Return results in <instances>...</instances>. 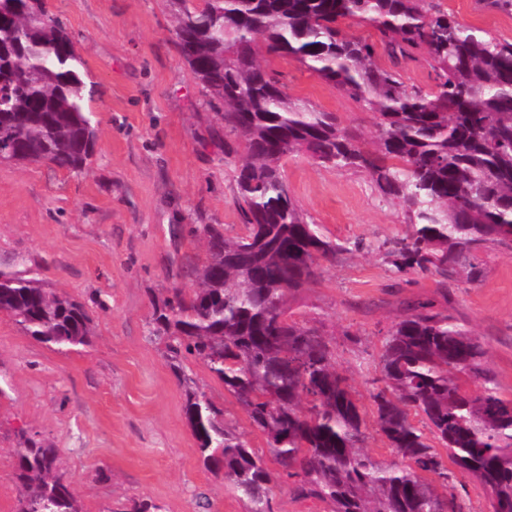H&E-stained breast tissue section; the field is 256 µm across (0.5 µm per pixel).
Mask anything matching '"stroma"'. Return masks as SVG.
Returning <instances> with one entry per match:
<instances>
[{
	"label": "stroma",
	"instance_id": "35a3bbf8",
	"mask_svg": "<svg viewBox=\"0 0 512 512\" xmlns=\"http://www.w3.org/2000/svg\"><path fill=\"white\" fill-rule=\"evenodd\" d=\"M441 3L459 21L512 40V15L482 10L476 0ZM45 5L85 63L95 152L78 176L0 162V270L31 269L44 288L85 305L96 336L61 353L0 315V512L17 508L14 452L26 436L56 448L83 512H129L136 499L159 512H249L223 473L205 467L184 414L186 389L204 393L262 456L264 437L201 360L174 369L164 342L149 334L154 302L194 286L192 266L205 247L190 227L244 234L234 169L245 144L175 49L177 0ZM267 67L291 96L336 113L353 131H372L363 103L295 60L271 58ZM282 170L308 221L352 245L300 291L290 313L331 341L363 405L371 403L388 331L416 300L486 341V367L512 399V247L485 244L473 268L446 278L397 272L381 245L410 226L366 173L302 154L285 158Z\"/></svg>",
	"mask_w": 512,
	"mask_h": 512
}]
</instances>
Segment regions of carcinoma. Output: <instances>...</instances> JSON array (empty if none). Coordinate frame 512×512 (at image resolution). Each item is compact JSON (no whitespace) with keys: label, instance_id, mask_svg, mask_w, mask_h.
<instances>
[{"label":"carcinoma","instance_id":"obj_1","mask_svg":"<svg viewBox=\"0 0 512 512\" xmlns=\"http://www.w3.org/2000/svg\"><path fill=\"white\" fill-rule=\"evenodd\" d=\"M342 20L374 34L355 37ZM175 46L209 103L224 106V127L245 142L235 182L246 232L192 227L206 261L193 269L191 295L175 289L155 304L150 333L172 361L199 358L224 382L279 469L188 390L185 417L203 463L224 470L250 512H271L270 485L281 478L331 512H463L459 475L487 490L491 512H512V399L487 374V345L429 302L392 326L379 357L383 386L370 393L397 460L366 451L365 412L330 342L288 318L290 300L349 246L307 221L281 172V161L301 152L367 172L411 224L386 249L398 272L446 277L488 242L512 245V41L459 22L439 0H200L178 11ZM420 51L435 74L432 94L408 89L381 63ZM283 56L375 115L372 149L261 64ZM92 93L72 38L43 0H0V160L84 172L96 141ZM0 314L60 349L95 336L83 304L27 270L0 271ZM15 469L16 512H83L56 449L27 438Z\"/></svg>","mask_w":512,"mask_h":512}]
</instances>
